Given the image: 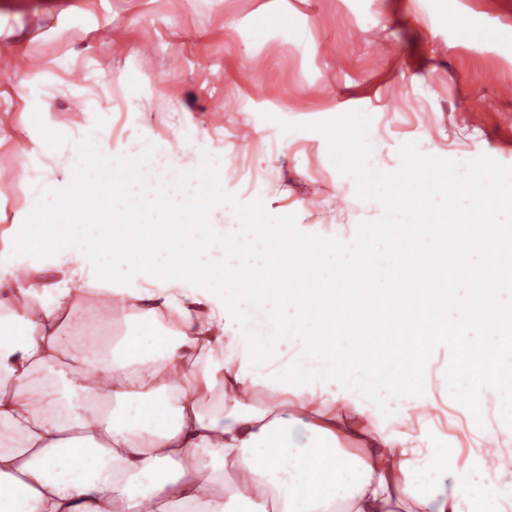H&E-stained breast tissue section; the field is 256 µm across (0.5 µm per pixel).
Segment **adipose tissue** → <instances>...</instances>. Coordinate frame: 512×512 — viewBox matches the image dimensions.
Listing matches in <instances>:
<instances>
[{"label": "adipose tissue", "mask_w": 512, "mask_h": 512, "mask_svg": "<svg viewBox=\"0 0 512 512\" xmlns=\"http://www.w3.org/2000/svg\"><path fill=\"white\" fill-rule=\"evenodd\" d=\"M74 143L65 158L21 144L45 197L53 171L104 152L93 129ZM25 219L0 232V512H474L487 497L512 512V414L483 420L475 404L494 367L456 366L453 400L424 363L390 384L340 354L311 376L265 370L224 325L233 286L82 235L28 253ZM93 294L148 324L107 358L77 333Z\"/></svg>", "instance_id": "ef3b65f1"}]
</instances>
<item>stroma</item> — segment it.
<instances>
[{
	"label": "stroma",
	"mask_w": 512,
	"mask_h": 512,
	"mask_svg": "<svg viewBox=\"0 0 512 512\" xmlns=\"http://www.w3.org/2000/svg\"><path fill=\"white\" fill-rule=\"evenodd\" d=\"M87 15L84 27L70 26ZM84 76L87 101L70 87ZM512 0H0V220L32 210L40 185L17 145L52 129L98 123L113 156L154 145L165 168L144 165L152 191L173 199L181 154L219 164L213 224L262 200L306 234L343 239L382 204L357 194L310 123L358 111L371 118L372 169L398 149L464 163L487 155L512 166ZM294 123L283 132L281 122ZM263 148L248 155L253 140ZM247 154L260 177L229 170Z\"/></svg>",
	"instance_id": "1"
}]
</instances>
